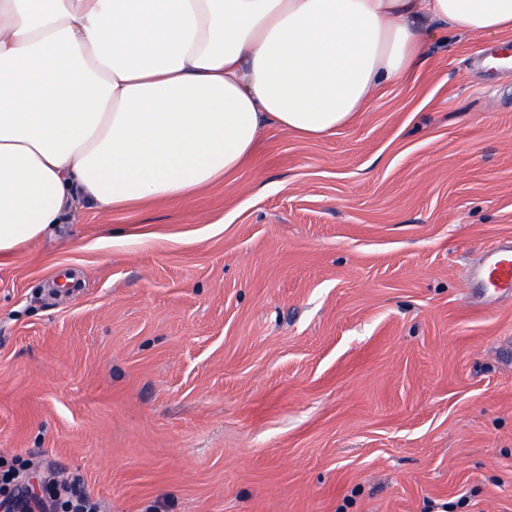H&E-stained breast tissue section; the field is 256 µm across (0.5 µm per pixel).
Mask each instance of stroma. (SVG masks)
Here are the masks:
<instances>
[{
  "instance_id": "stroma-1",
  "label": "stroma",
  "mask_w": 512,
  "mask_h": 512,
  "mask_svg": "<svg viewBox=\"0 0 512 512\" xmlns=\"http://www.w3.org/2000/svg\"><path fill=\"white\" fill-rule=\"evenodd\" d=\"M430 41L330 137L0 265V459L104 512H512V68ZM69 288L58 289V273ZM468 279L487 294L512 295V240L498 243L469 271Z\"/></svg>"
}]
</instances>
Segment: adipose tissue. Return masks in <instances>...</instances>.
Listing matches in <instances>:
<instances>
[{"instance_id":"adipose-tissue-1","label":"adipose tissue","mask_w":512,"mask_h":512,"mask_svg":"<svg viewBox=\"0 0 512 512\" xmlns=\"http://www.w3.org/2000/svg\"><path fill=\"white\" fill-rule=\"evenodd\" d=\"M512 35V0H0V265L89 205L182 202L268 126L334 135L436 28Z\"/></svg>"}]
</instances>
